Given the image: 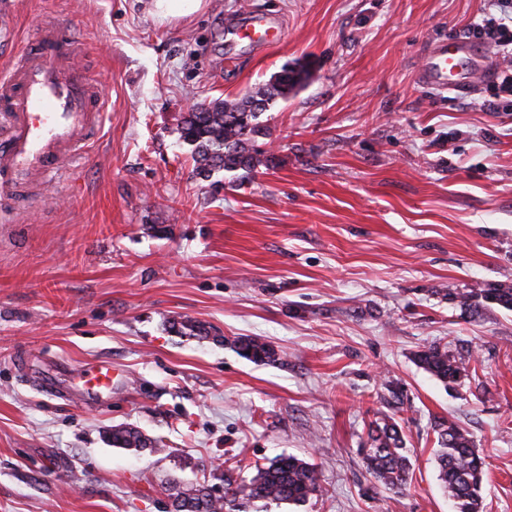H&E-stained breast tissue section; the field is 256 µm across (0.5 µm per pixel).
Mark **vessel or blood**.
Instances as JSON below:
<instances>
[{
    "instance_id": "1",
    "label": "vessel or blood",
    "mask_w": 512,
    "mask_h": 512,
    "mask_svg": "<svg viewBox=\"0 0 512 512\" xmlns=\"http://www.w3.org/2000/svg\"><path fill=\"white\" fill-rule=\"evenodd\" d=\"M233 42L264 50L284 38L280 22L260 13L239 15L230 26ZM78 44L61 20L38 26L0 75V198L32 192L58 175L84 149L104 120L105 100L97 77L80 66ZM497 66L475 40L439 35L419 57L417 82L437 94H474L475 80L493 77ZM111 362L89 368L88 384L111 387Z\"/></svg>"
}]
</instances>
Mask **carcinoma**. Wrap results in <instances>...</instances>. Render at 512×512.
<instances>
[{"instance_id":"1","label":"carcinoma","mask_w":512,"mask_h":512,"mask_svg":"<svg viewBox=\"0 0 512 512\" xmlns=\"http://www.w3.org/2000/svg\"><path fill=\"white\" fill-rule=\"evenodd\" d=\"M308 63H296L282 69L278 87L262 83L242 98L198 102L181 121L179 138L191 147L194 175L202 180L220 170L242 171L249 175L272 159L265 156L259 139L268 135L260 113L252 111L255 101L273 105L294 94L311 76ZM480 306L495 304L512 310V286L474 288L463 296ZM170 328L182 336H207L209 329L200 323L172 320ZM233 347L244 357L257 362L271 361L275 351L257 337H239ZM417 365L444 385L455 384L465 372V362L450 354L448 347L430 345L415 355ZM438 448L435 450L438 477L455 512H483L482 483L486 462L471 439L453 422L437 425ZM115 448L159 451V440L129 426H116L109 433ZM367 474L384 488L401 493L411 485L413 464L405 447L402 431L390 415L371 422L368 447L360 449ZM322 491L320 473L314 464L293 455L276 457L256 470L245 484L226 483L224 494L215 495L205 484L177 492L174 512H243L253 505L266 508L272 504L302 506Z\"/></svg>"}]
</instances>
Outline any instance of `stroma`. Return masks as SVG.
<instances>
[{"label":"stroma","instance_id":"obj_1","mask_svg":"<svg viewBox=\"0 0 512 512\" xmlns=\"http://www.w3.org/2000/svg\"><path fill=\"white\" fill-rule=\"evenodd\" d=\"M283 41L229 47L243 10ZM492 0H204L159 20L152 0H0V71L40 19L68 23L107 115L63 176L0 213V512H172L179 489L293 454L323 492L296 512H454L436 426L488 464L487 512H512V311L472 288L512 280V112L491 82L440 97L415 79L438 34L467 35ZM311 78L262 115L270 168L193 174L178 127L284 65ZM205 324L182 336L169 319ZM278 359L256 363L233 339ZM468 365L444 386L415 355ZM122 369L111 392L78 376ZM395 415L413 482L375 484L359 453ZM131 426L160 452L112 447ZM232 345L242 356L257 362L271 361L275 358V351L257 337H239L233 340ZM247 351H250V354H247Z\"/></svg>","mask_w":512,"mask_h":512}]
</instances>
